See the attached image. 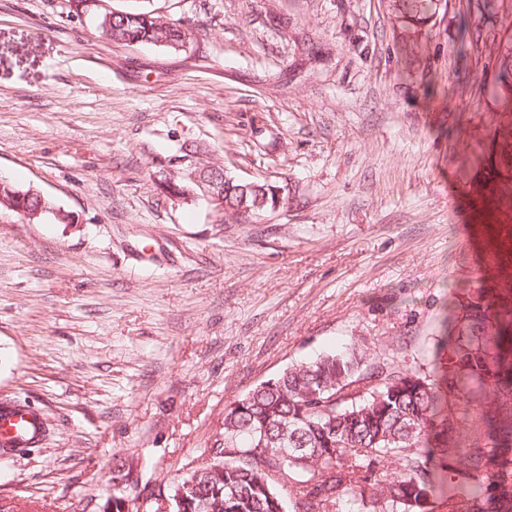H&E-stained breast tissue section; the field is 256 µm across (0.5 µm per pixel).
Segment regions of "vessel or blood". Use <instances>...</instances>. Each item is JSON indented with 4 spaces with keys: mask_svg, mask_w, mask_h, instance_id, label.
<instances>
[{
    "mask_svg": "<svg viewBox=\"0 0 512 512\" xmlns=\"http://www.w3.org/2000/svg\"><path fill=\"white\" fill-rule=\"evenodd\" d=\"M47 428L41 414L11 398L0 399V457L8 458L43 443Z\"/></svg>",
    "mask_w": 512,
    "mask_h": 512,
    "instance_id": "vessel-or-blood-1",
    "label": "vessel or blood"
}]
</instances>
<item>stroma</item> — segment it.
<instances>
[{
    "instance_id": "stroma-1",
    "label": "stroma",
    "mask_w": 512,
    "mask_h": 512,
    "mask_svg": "<svg viewBox=\"0 0 512 512\" xmlns=\"http://www.w3.org/2000/svg\"><path fill=\"white\" fill-rule=\"evenodd\" d=\"M465 0H100L188 26L100 37L71 0H0V178L73 214L0 211V397L46 441L0 460L17 512H155L224 409L344 345L441 376L458 302L512 289V9ZM282 200L239 223L162 193L182 146ZM466 10L463 11L461 19V34L457 44V53L467 56L475 49H478L479 35L475 37L468 26V17L476 14L480 17L493 16L503 8L504 0H467ZM473 2V3H472Z\"/></svg>"
}]
</instances>
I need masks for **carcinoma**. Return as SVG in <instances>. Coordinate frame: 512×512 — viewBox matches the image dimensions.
<instances>
[{
	"mask_svg": "<svg viewBox=\"0 0 512 512\" xmlns=\"http://www.w3.org/2000/svg\"><path fill=\"white\" fill-rule=\"evenodd\" d=\"M504 0H467L457 53L478 48L468 17ZM101 37L182 48L188 29L148 11L106 12ZM512 76L507 37L492 89ZM228 179L224 214L270 207L261 189ZM22 202L28 221L72 215L40 191L0 179V208ZM445 337L448 373L418 371L344 349L293 364L224 410V442L210 462L166 494L171 512H328L359 501L366 512H512V308L477 289ZM432 435L447 445L431 448ZM447 474L448 495L429 478Z\"/></svg>",
	"mask_w": 512,
	"mask_h": 512,
	"instance_id": "obj_1",
	"label": "carcinoma"
}]
</instances>
